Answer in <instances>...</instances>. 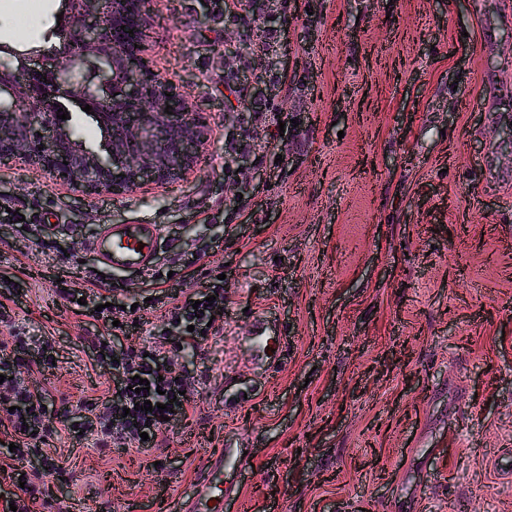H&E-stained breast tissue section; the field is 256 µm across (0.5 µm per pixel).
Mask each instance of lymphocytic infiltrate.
<instances>
[{
  "label": "lymphocytic infiltrate",
  "instance_id": "1",
  "mask_svg": "<svg viewBox=\"0 0 512 512\" xmlns=\"http://www.w3.org/2000/svg\"><path fill=\"white\" fill-rule=\"evenodd\" d=\"M231 118L237 119L239 133L226 137L224 153L227 158L253 153L269 147V129L276 125L284 112L278 103H243L229 106ZM160 267H152L141 273V295L151 299L154 306L162 308L166 326L155 331L147 330L141 348L111 352L109 346L99 345L97 362L111 366L113 375L112 395L102 403L98 413L85 418L78 425H68L71 434L93 433L99 445L113 443L117 448H142L144 440H157L164 434L168 424L159 411L144 412L140 403L172 404L174 419L187 418L194 405L184 396L183 390L189 381L186 373L167 369L163 348L167 344H180L182 350L197 351L211 335L224 327V283L217 270H209L207 284L185 298H178L165 290V281ZM100 280L90 269H81L75 286L61 292L63 300L80 295L97 306V319L105 323L122 319L124 312L118 306L107 303L106 296L98 291ZM205 302L203 313H196L195 302ZM0 325L13 335V343L0 342V427L11 428L19 443L37 439L40 431L47 429L49 417L43 399L37 398L22 376L26 362L19 357V349L25 341L20 329L7 312L0 311ZM143 375L150 383L149 389L132 391L135 375Z\"/></svg>",
  "mask_w": 512,
  "mask_h": 512
}]
</instances>
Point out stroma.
<instances>
[{
	"mask_svg": "<svg viewBox=\"0 0 512 512\" xmlns=\"http://www.w3.org/2000/svg\"><path fill=\"white\" fill-rule=\"evenodd\" d=\"M197 8L157 0L148 38L213 131L187 181L86 195L0 169V204L48 217L69 250L28 249L0 221V274L18 282L5 306L58 353L24 373L53 416L85 413L112 384L92 350L104 322L54 290L68 258L96 266L100 225H161L167 254L206 245L226 275L223 331L198 353L166 351L194 376V414L139 450L49 440L24 461L60 464L35 512H176L228 440L251 450L230 498L247 512H512V0H267L253 22L224 0ZM64 10L37 0L0 19V41L49 47ZM254 24L280 40L229 82L286 102L289 122L263 158L230 162L224 41ZM101 286L126 322L162 328L132 274ZM265 313L283 336L272 367L242 341ZM249 384L263 395L227 409Z\"/></svg>",
	"mask_w": 512,
	"mask_h": 512,
	"instance_id": "35a3bbf8",
	"label": "stroma"
}]
</instances>
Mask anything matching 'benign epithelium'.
Returning <instances> with one entry per match:
<instances>
[{
  "label": "benign epithelium",
  "instance_id": "obj_1",
  "mask_svg": "<svg viewBox=\"0 0 512 512\" xmlns=\"http://www.w3.org/2000/svg\"><path fill=\"white\" fill-rule=\"evenodd\" d=\"M66 54L21 57L0 78V166L46 171L86 195L169 186L198 166L210 140L190 95L146 62L154 0H68ZM79 102L100 133L88 147L61 99ZM170 108L172 114L165 113Z\"/></svg>",
  "mask_w": 512,
  "mask_h": 512
}]
</instances>
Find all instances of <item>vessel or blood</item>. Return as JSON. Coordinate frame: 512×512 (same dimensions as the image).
<instances>
[{
    "instance_id": "vessel-or-blood-1",
    "label": "vessel or blood",
    "mask_w": 512,
    "mask_h": 512,
    "mask_svg": "<svg viewBox=\"0 0 512 512\" xmlns=\"http://www.w3.org/2000/svg\"><path fill=\"white\" fill-rule=\"evenodd\" d=\"M162 243V227L158 224H104L91 238L90 250L105 270L141 273L154 265ZM251 340L259 361H276L275 351L280 347V338L268 316L254 319ZM244 459L242 445L225 442L223 454L213 460L206 478L193 494L180 501L178 512H224V499L220 495L224 488V469L240 467Z\"/></svg>"
}]
</instances>
